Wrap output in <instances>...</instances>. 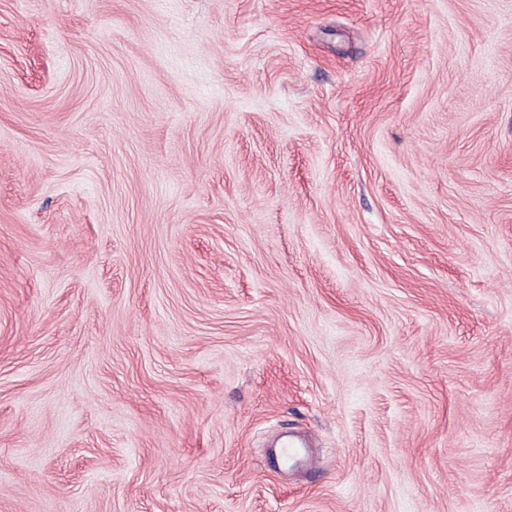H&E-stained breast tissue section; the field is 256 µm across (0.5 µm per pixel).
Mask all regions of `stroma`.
I'll list each match as a JSON object with an SVG mask.
<instances>
[{
    "mask_svg": "<svg viewBox=\"0 0 512 512\" xmlns=\"http://www.w3.org/2000/svg\"><path fill=\"white\" fill-rule=\"evenodd\" d=\"M0 512H512V0H0Z\"/></svg>",
    "mask_w": 512,
    "mask_h": 512,
    "instance_id": "stroma-1",
    "label": "stroma"
}]
</instances>
